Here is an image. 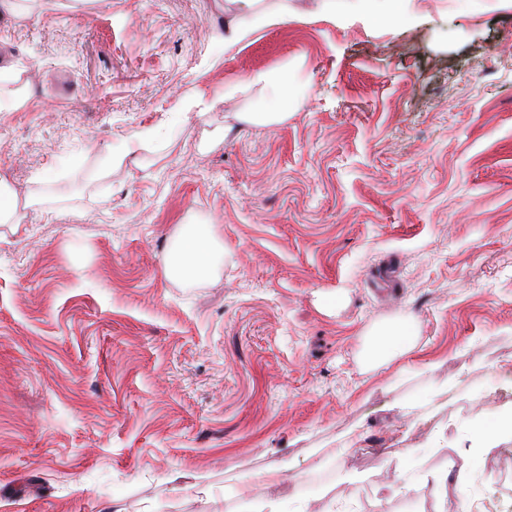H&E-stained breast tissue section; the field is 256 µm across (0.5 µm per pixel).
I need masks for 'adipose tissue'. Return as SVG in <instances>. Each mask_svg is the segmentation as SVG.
Wrapping results in <instances>:
<instances>
[{"instance_id":"obj_1","label":"adipose tissue","mask_w":512,"mask_h":512,"mask_svg":"<svg viewBox=\"0 0 512 512\" xmlns=\"http://www.w3.org/2000/svg\"><path fill=\"white\" fill-rule=\"evenodd\" d=\"M258 0H237L242 12L253 14L252 23L232 22L225 26L219 41L233 47L249 40L263 29L275 28L288 20V7L257 9ZM275 78L267 71H257L230 85V92H252L259 109L250 113L249 122L272 124L286 119L287 90L273 92ZM224 265V240L211 224H180L170 236V247L164 257L166 277L177 283L196 284L213 279ZM417 341L409 323L393 320L377 326L367 343L362 359L366 366L383 362L410 352Z\"/></svg>"}]
</instances>
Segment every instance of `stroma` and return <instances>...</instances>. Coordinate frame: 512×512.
<instances>
[{
  "label": "stroma",
  "mask_w": 512,
  "mask_h": 512,
  "mask_svg": "<svg viewBox=\"0 0 512 512\" xmlns=\"http://www.w3.org/2000/svg\"><path fill=\"white\" fill-rule=\"evenodd\" d=\"M18 2L0 19L22 100L0 112V174L23 215L0 225V512L512 501L500 448L470 445L486 396L512 405V0H413L412 27L287 0L292 20L219 54L235 0ZM259 70L301 89L281 124L243 121L255 102L228 90ZM184 221L226 247L195 286L163 270ZM400 316L417 346L365 368ZM172 129H173L172 125H169L165 129V132H163L162 130H159V129H154V128H149V129L142 130L141 132L136 134L133 139H131L130 141H128L125 144L124 148L122 149L121 155L114 156V152L113 153L111 152L108 155V157H107V167H112V163L113 164L122 163L125 158H128L132 154L136 153L138 151V149L145 142H147V141H149L151 139L157 140L161 136H163L164 134L171 133ZM255 512H307V504L294 499L283 497L273 501H262L255 504Z\"/></svg>",
  "instance_id": "obj_1"
}]
</instances>
